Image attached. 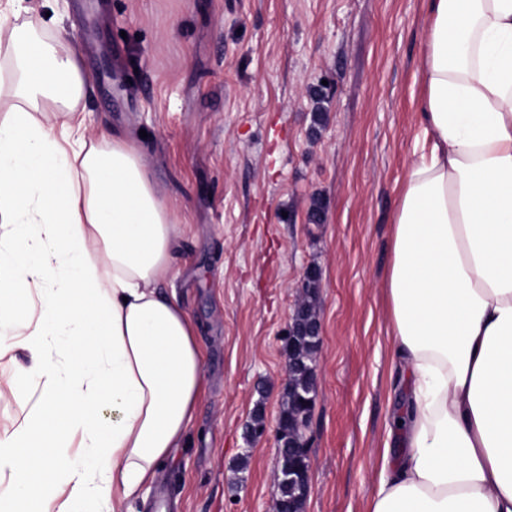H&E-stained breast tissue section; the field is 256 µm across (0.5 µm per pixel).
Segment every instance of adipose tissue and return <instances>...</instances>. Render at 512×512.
<instances>
[{
	"mask_svg": "<svg viewBox=\"0 0 512 512\" xmlns=\"http://www.w3.org/2000/svg\"><path fill=\"white\" fill-rule=\"evenodd\" d=\"M0 324L27 283L43 402L0 441V512H121L179 447L203 385L192 319L159 283L179 228L135 143L91 137L90 77L44 21L8 24ZM420 156L387 272L403 400L372 512H512V0H429ZM79 436L80 455L68 451Z\"/></svg>",
	"mask_w": 512,
	"mask_h": 512,
	"instance_id": "1",
	"label": "adipose tissue"
}]
</instances>
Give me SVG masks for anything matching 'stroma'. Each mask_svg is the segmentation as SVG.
<instances>
[{
    "label": "stroma",
    "instance_id": "35a3bbf8",
    "mask_svg": "<svg viewBox=\"0 0 512 512\" xmlns=\"http://www.w3.org/2000/svg\"><path fill=\"white\" fill-rule=\"evenodd\" d=\"M92 79L89 132L136 142L182 233L161 283L195 323L204 390L122 512H269L306 271L320 347L302 512H369L402 380L385 277L414 163L428 0H17ZM0 397V440L41 402ZM262 415L263 434L251 433Z\"/></svg>",
    "mask_w": 512,
    "mask_h": 512
}]
</instances>
